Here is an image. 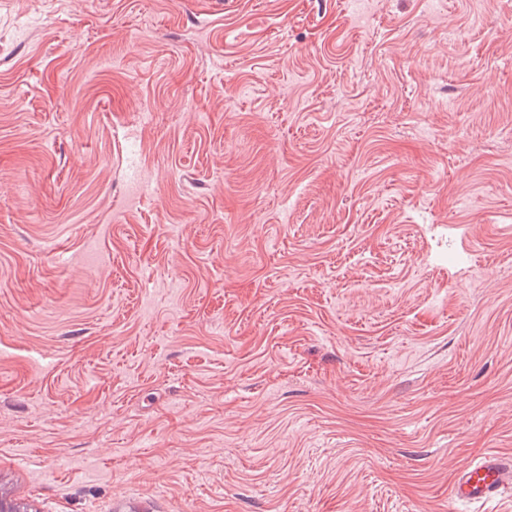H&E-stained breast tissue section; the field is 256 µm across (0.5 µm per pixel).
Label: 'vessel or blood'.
<instances>
[{
	"instance_id": "vessel-or-blood-1",
	"label": "vessel or blood",
	"mask_w": 512,
	"mask_h": 512,
	"mask_svg": "<svg viewBox=\"0 0 512 512\" xmlns=\"http://www.w3.org/2000/svg\"><path fill=\"white\" fill-rule=\"evenodd\" d=\"M512 492V460L495 453L482 454L463 468L450 490L460 503H479Z\"/></svg>"
}]
</instances>
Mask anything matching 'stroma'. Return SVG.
Segmentation results:
<instances>
[{
  "mask_svg": "<svg viewBox=\"0 0 512 512\" xmlns=\"http://www.w3.org/2000/svg\"><path fill=\"white\" fill-rule=\"evenodd\" d=\"M512 0H0V481L35 512H512ZM512 492V460L495 453H484L463 468L450 490L459 503H479Z\"/></svg>",
  "mask_w": 512,
  "mask_h": 512,
  "instance_id": "obj_1",
  "label": "stroma"
}]
</instances>
